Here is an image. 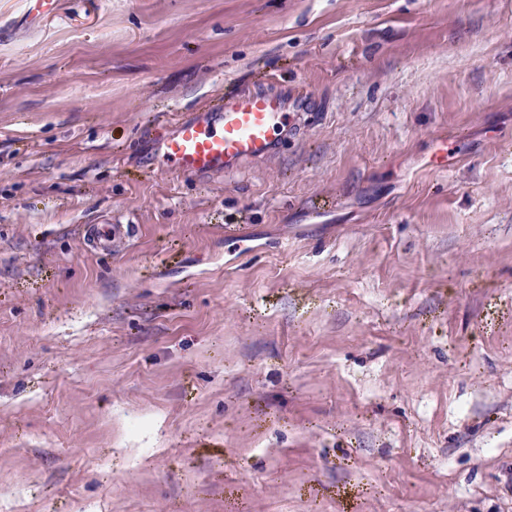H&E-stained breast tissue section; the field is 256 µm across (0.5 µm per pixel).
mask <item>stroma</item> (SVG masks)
Listing matches in <instances>:
<instances>
[{
    "label": "stroma",
    "instance_id": "stroma-1",
    "mask_svg": "<svg viewBox=\"0 0 512 512\" xmlns=\"http://www.w3.org/2000/svg\"><path fill=\"white\" fill-rule=\"evenodd\" d=\"M58 3L0 0V512H512V0ZM253 90L275 157L168 170Z\"/></svg>",
    "mask_w": 512,
    "mask_h": 512
}]
</instances>
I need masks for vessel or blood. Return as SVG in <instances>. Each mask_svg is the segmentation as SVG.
Here are the masks:
<instances>
[{"label":"vessel or blood","instance_id":"1","mask_svg":"<svg viewBox=\"0 0 512 512\" xmlns=\"http://www.w3.org/2000/svg\"><path fill=\"white\" fill-rule=\"evenodd\" d=\"M290 122L288 107L276 93H238L198 112L195 120L175 121L161 150L177 173L233 172L273 157Z\"/></svg>","mask_w":512,"mask_h":512}]
</instances>
